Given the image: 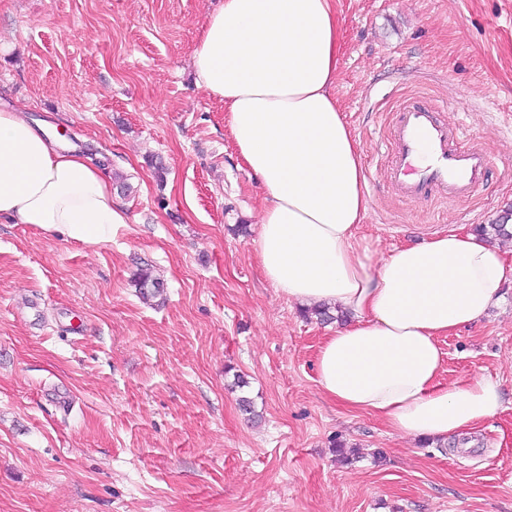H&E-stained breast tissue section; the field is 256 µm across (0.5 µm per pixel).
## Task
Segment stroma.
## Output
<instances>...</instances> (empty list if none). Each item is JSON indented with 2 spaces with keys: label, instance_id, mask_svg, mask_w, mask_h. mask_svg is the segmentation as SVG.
I'll return each mask as SVG.
<instances>
[{
  "label": "stroma",
  "instance_id": "35a3bbf8",
  "mask_svg": "<svg viewBox=\"0 0 512 512\" xmlns=\"http://www.w3.org/2000/svg\"><path fill=\"white\" fill-rule=\"evenodd\" d=\"M222 2L0 0V108L47 121L129 186L128 223L98 245L0 222V512H512V241L497 303L441 339L444 382L498 381L497 416L442 446L327 398L330 327L265 278L266 192L196 84ZM336 7L335 92L362 151L373 259L512 211V0ZM416 98L488 151L474 198L413 202L387 180ZM143 268L164 284L148 299Z\"/></svg>",
  "mask_w": 512,
  "mask_h": 512
}]
</instances>
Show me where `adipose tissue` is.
<instances>
[{
  "mask_svg": "<svg viewBox=\"0 0 512 512\" xmlns=\"http://www.w3.org/2000/svg\"><path fill=\"white\" fill-rule=\"evenodd\" d=\"M341 39L334 0H224L193 65L266 190L254 245L267 279L289 301L348 316L319 349L321 390L403 437L444 440L504 405L489 377L443 383L439 344L492 305L503 251L455 232L377 262L361 249L369 201L361 148L334 93ZM114 194L103 166L64 146L47 122L0 110V220L99 244L128 221Z\"/></svg>",
  "mask_w": 512,
  "mask_h": 512,
  "instance_id": "obj_1",
  "label": "adipose tissue"
}]
</instances>
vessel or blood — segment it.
Instances as JSON below:
<instances>
[{"mask_svg": "<svg viewBox=\"0 0 512 512\" xmlns=\"http://www.w3.org/2000/svg\"><path fill=\"white\" fill-rule=\"evenodd\" d=\"M393 145L389 176L410 200L426 202L438 195L468 199L488 184L489 155L467 143L459 124L441 119L423 102L403 106Z\"/></svg>", "mask_w": 512, "mask_h": 512, "instance_id": "vessel-or-blood-1", "label": "vessel or blood"}]
</instances>
